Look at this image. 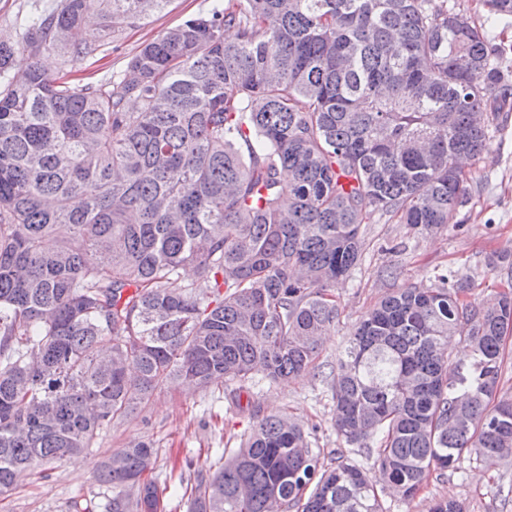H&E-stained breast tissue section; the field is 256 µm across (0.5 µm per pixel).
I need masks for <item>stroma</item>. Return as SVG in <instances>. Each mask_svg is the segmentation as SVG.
Returning <instances> with one entry per match:
<instances>
[{
  "label": "stroma",
  "instance_id": "obj_1",
  "mask_svg": "<svg viewBox=\"0 0 512 512\" xmlns=\"http://www.w3.org/2000/svg\"><path fill=\"white\" fill-rule=\"evenodd\" d=\"M211 7L212 0H171L141 25L119 28L102 53L81 65V77L94 81L125 71L143 43ZM499 124L500 132L491 134L483 153L463 163L472 179L471 200L461 212L463 225L432 232L391 222L363 225L362 260L336 287V325L314 368L296 378L249 383L239 395L221 382L204 389L162 386L147 405L114 420L92 448L53 465L46 476L22 478L16 488L0 494V512H71L74 502L84 500L94 501L96 512H109L112 490L96 482L95 469L112 452L140 440L157 451L155 476L166 512H186L169 488L189 477V464L207 465L220 453L235 451L263 416L278 412L302 425L325 463L354 462L365 475L375 476L365 449L336 434L332 373L354 325L387 291L433 285L447 273L470 278V299L481 306L492 305L506 290L505 275L490 268L487 258L512 251V111L500 113ZM391 266L398 269L393 279L386 275ZM446 498L463 503L466 512H512V458L489 468L461 461L458 470L429 478L414 499L386 494L382 503L385 512H428L434 501Z\"/></svg>",
  "mask_w": 512,
  "mask_h": 512
}]
</instances>
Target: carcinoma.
<instances>
[{
  "label": "carcinoma",
  "instance_id": "obj_1",
  "mask_svg": "<svg viewBox=\"0 0 512 512\" xmlns=\"http://www.w3.org/2000/svg\"><path fill=\"white\" fill-rule=\"evenodd\" d=\"M170 2L58 0L0 40V494L165 384L308 370L362 225L450 223L470 200L455 160L482 153L493 121L479 112L512 99L461 0H214L124 74L70 78L116 25ZM485 4L512 19V0ZM21 49L61 51V73L32 61L11 77ZM188 265L196 278L170 287ZM439 280L381 297L338 359L336 432L376 442L379 483L325 465L295 419L270 414L180 484L187 512H383L381 493L411 500L465 452H511L512 399L495 396L512 292L486 309L468 281ZM464 332L473 360L452 373L448 337ZM156 461L138 441L99 464L112 512H164Z\"/></svg>",
  "mask_w": 512,
  "mask_h": 512
}]
</instances>
